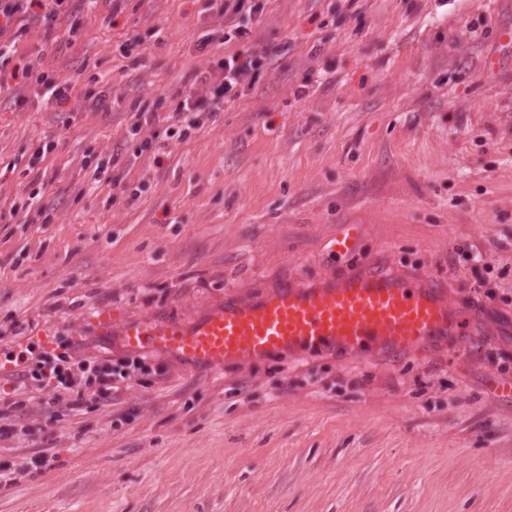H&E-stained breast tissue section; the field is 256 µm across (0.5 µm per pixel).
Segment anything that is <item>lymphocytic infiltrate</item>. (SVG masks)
I'll return each mask as SVG.
<instances>
[{
    "label": "lymphocytic infiltrate",
    "mask_w": 512,
    "mask_h": 512,
    "mask_svg": "<svg viewBox=\"0 0 512 512\" xmlns=\"http://www.w3.org/2000/svg\"><path fill=\"white\" fill-rule=\"evenodd\" d=\"M210 8L224 20L222 27L204 35L197 44L198 51H206L216 42L242 43V50L225 55L218 66L196 75L194 83L178 103L173 122L163 131L168 140L181 141L189 138L202 125L206 116H214L216 109L235 100L243 90L252 88L260 73L271 67L278 51L267 48L258 52L245 50L251 42L253 31L242 16L257 19L264 11L262 0H209ZM74 0H0V88L7 86L14 70H21L45 99L63 103L77 93L76 78H59L45 67L40 59L17 61L16 29L28 21L33 12H40L44 21L56 20L60 15L71 13ZM73 344L61 342L59 352L31 355L27 352L7 350L0 357V369L8 370L12 378L15 400L0 405V435L14 436L15 412L20 408L21 397L27 396L33 387L48 388L52 396L50 408L65 406L72 412L81 411L90 401H108L118 383L129 379L131 372L148 371L144 356L133 355L116 361H72Z\"/></svg>",
    "instance_id": "obj_1"
}]
</instances>
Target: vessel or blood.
Returning a JSON list of instances; mask_svg holds the SVG:
<instances>
[{
  "label": "vessel or blood",
  "instance_id": "obj_1",
  "mask_svg": "<svg viewBox=\"0 0 512 512\" xmlns=\"http://www.w3.org/2000/svg\"><path fill=\"white\" fill-rule=\"evenodd\" d=\"M360 235L359 225L346 224L332 240L337 253L355 259L340 276L284 281L248 300L228 296L189 320L151 313L119 324L100 312L93 324L130 351L214 375L275 357L420 353L432 341L461 335L466 318L439 280L400 276L373 258H357Z\"/></svg>",
  "mask_w": 512,
  "mask_h": 512
}]
</instances>
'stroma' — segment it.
Here are the masks:
<instances>
[{
    "label": "stroma",
    "mask_w": 512,
    "mask_h": 512,
    "mask_svg": "<svg viewBox=\"0 0 512 512\" xmlns=\"http://www.w3.org/2000/svg\"><path fill=\"white\" fill-rule=\"evenodd\" d=\"M220 23L207 0H97L52 33L30 24L19 55L113 102L0 90V345L119 356L91 315L185 318L339 274L345 224L360 254L442 279L456 307L479 286L492 298L423 354L220 376L164 358L75 414L41 391L16 412L24 435L0 440V468L25 470L0 512H512V401L491 393L512 382V0H267L251 47H281L272 69L187 140L135 156L131 104L167 123L196 72L237 50L198 52ZM115 180L137 199H113ZM36 181L47 217L12 214ZM361 228L358 224H345L332 239V248L337 254L352 256L357 252Z\"/></svg>",
    "instance_id": "stroma-1"
}]
</instances>
